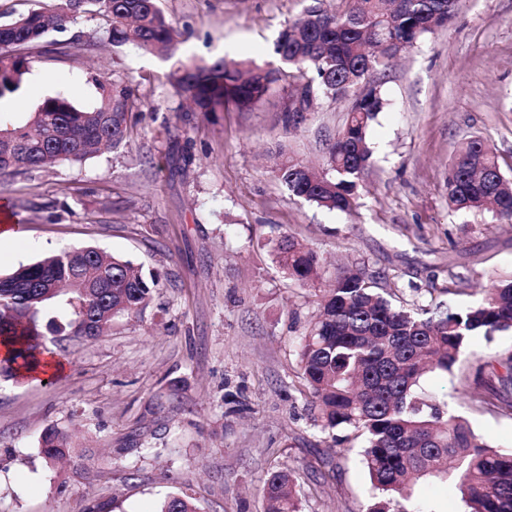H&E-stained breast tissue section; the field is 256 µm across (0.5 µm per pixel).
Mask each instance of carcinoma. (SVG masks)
I'll use <instances>...</instances> for the list:
<instances>
[{
  "label": "carcinoma",
  "instance_id": "cac0c4a2",
  "mask_svg": "<svg viewBox=\"0 0 512 512\" xmlns=\"http://www.w3.org/2000/svg\"><path fill=\"white\" fill-rule=\"evenodd\" d=\"M329 12L307 8L291 19L273 45L278 66L250 61L227 63L184 60L182 33L158 7L157 0H52L5 20L0 14V100L19 94L22 76L42 54L52 31L62 30L80 14L99 17L114 46L132 44L172 61L168 79L194 111L208 115L233 105L249 111L285 80L289 71L307 78L305 112L318 97L349 99L341 131L329 141L326 173L317 174L288 157L273 170L292 197L329 211H349L371 166L367 129L384 107L375 75L427 33L445 26L456 0H343ZM100 99L82 108L61 94L48 96L17 120L0 111V176L60 163H84L105 150L127 145L134 104L130 87L93 78ZM369 84L360 99L355 88ZM448 205L457 210L493 209L512 223V179L500 167L496 150L481 137L460 144L448 167ZM275 262L301 286L316 275L319 255L283 235L273 241ZM157 276L143 266L109 256L92 246L53 252L43 259L0 275V342L12 347L14 374L39 364L47 336L63 342L96 339L115 318L140 314ZM62 300V318L43 316L47 305ZM512 331V276L481 288V299L467 307L441 304H394L378 286V275L365 268L336 276L320 297L318 310L298 342L304 394L317 411L324 432L345 429L364 437L362 457L374 501L369 512H435L415 500L426 480H452L464 512H512V450L491 445L461 416L449 413L425 393L430 373H448L470 337L488 342ZM482 367L498 364L512 386V354L484 355ZM474 406L512 415L506 395H471ZM41 454L52 463L69 455L68 435L46 428ZM298 479L286 467L268 473L262 487L264 512H301ZM158 512H200L191 495L171 492Z\"/></svg>",
  "mask_w": 512,
  "mask_h": 512
}]
</instances>
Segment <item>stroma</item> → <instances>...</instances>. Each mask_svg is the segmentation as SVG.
Here are the masks:
<instances>
[{"mask_svg": "<svg viewBox=\"0 0 512 512\" xmlns=\"http://www.w3.org/2000/svg\"><path fill=\"white\" fill-rule=\"evenodd\" d=\"M342 0H158L184 33L187 57L275 63L273 43L307 7ZM83 39L69 55L36 57L18 100L22 114L61 93L96 105L94 78L137 98L126 148L0 178L20 236L0 247V273L74 246L142 264L159 285L140 316L73 342L61 373L11 375L0 361V512H155L183 490L202 512H264L261 487L292 468L302 512H367L372 490L357 449L334 445L313 422L297 342L318 294L339 268L380 273L396 301L464 307L489 276L512 273V223L448 207V165L465 139L497 149L512 176V0H458L455 18L425 35L380 74L384 107L370 126L373 165L357 206L326 211L290 198L275 157L322 167L325 140L348 104L317 100L285 128L294 81L276 84L255 109L186 111L166 81L167 62L115 48L101 20L83 17L51 39ZM287 234L323 258L301 286L276 266L272 239ZM512 354V333L473 337L452 373L425 378L494 446L512 448V416L480 410L481 354ZM72 436L90 466L50 464L48 426Z\"/></svg>", "mask_w": 512, "mask_h": 512, "instance_id": "stroma-1", "label": "stroma"}]
</instances>
